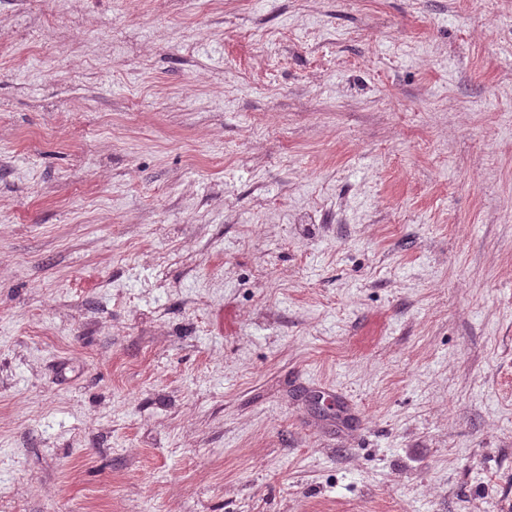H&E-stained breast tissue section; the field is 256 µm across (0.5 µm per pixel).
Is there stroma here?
Listing matches in <instances>:
<instances>
[{
  "label": "stroma",
  "instance_id": "obj_1",
  "mask_svg": "<svg viewBox=\"0 0 512 512\" xmlns=\"http://www.w3.org/2000/svg\"><path fill=\"white\" fill-rule=\"evenodd\" d=\"M0 512H512V0H0Z\"/></svg>",
  "mask_w": 512,
  "mask_h": 512
}]
</instances>
